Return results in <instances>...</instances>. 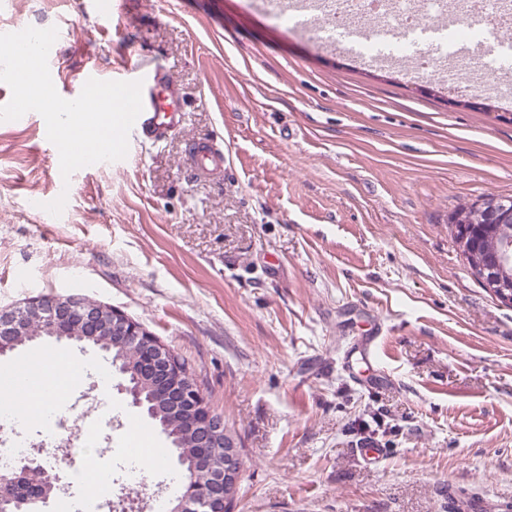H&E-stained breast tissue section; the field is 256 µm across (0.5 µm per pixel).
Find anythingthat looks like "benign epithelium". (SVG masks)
<instances>
[{
    "label": "benign epithelium",
    "mask_w": 512,
    "mask_h": 512,
    "mask_svg": "<svg viewBox=\"0 0 512 512\" xmlns=\"http://www.w3.org/2000/svg\"><path fill=\"white\" fill-rule=\"evenodd\" d=\"M482 220L460 227L462 241L481 233L490 224H512V203L486 199L476 205ZM510 245L495 246L493 262L500 275L488 291L503 302L512 303V279L506 265ZM42 335L88 343L104 350L114 347L132 350L138 370L119 366L123 377L119 390L132 407L150 420L158 418L146 407L149 401L169 408L168 417L156 424L157 430L174 439L181 458L191 460L194 476L183 491L168 503V512H231L234 489L243 475V458L231 438H224V418L208 404L190 370L176 354L141 323L124 312L79 294L29 299L10 308H0V356ZM60 483L59 476L41 462L23 461L17 469L0 472V512H44L50 495Z\"/></svg>",
    "instance_id": "obj_1"
}]
</instances>
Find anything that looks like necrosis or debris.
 Masks as SVG:
<instances>
[{
  "label": "necrosis or debris",
  "instance_id": "necrosis-or-debris-1",
  "mask_svg": "<svg viewBox=\"0 0 512 512\" xmlns=\"http://www.w3.org/2000/svg\"><path fill=\"white\" fill-rule=\"evenodd\" d=\"M507 0H302L299 6H275L286 27L313 28L325 44L347 38L350 52L371 63L410 59L415 73L455 75L466 68L485 85H500L497 60L511 49L500 35ZM51 466L69 484L90 479L92 488L81 503L83 512H100L113 495L112 466L102 461L86 471L74 456L54 458Z\"/></svg>",
  "mask_w": 512,
  "mask_h": 512
}]
</instances>
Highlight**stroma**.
Segmentation results:
<instances>
[{
    "instance_id": "35a3bbf8",
    "label": "stroma",
    "mask_w": 512,
    "mask_h": 512,
    "mask_svg": "<svg viewBox=\"0 0 512 512\" xmlns=\"http://www.w3.org/2000/svg\"><path fill=\"white\" fill-rule=\"evenodd\" d=\"M91 3L0 0V33L58 28L64 98L88 66L162 67L185 116L74 172L57 217L36 206L59 186L43 117L0 121V307L78 293L184 359L241 439L233 512H512V304L449 222L512 197V99L365 63L266 0H112L108 20ZM202 145L224 156L208 176ZM41 348L84 366L77 394L106 397L113 434L139 419L98 347L18 351Z\"/></svg>"
}]
</instances>
